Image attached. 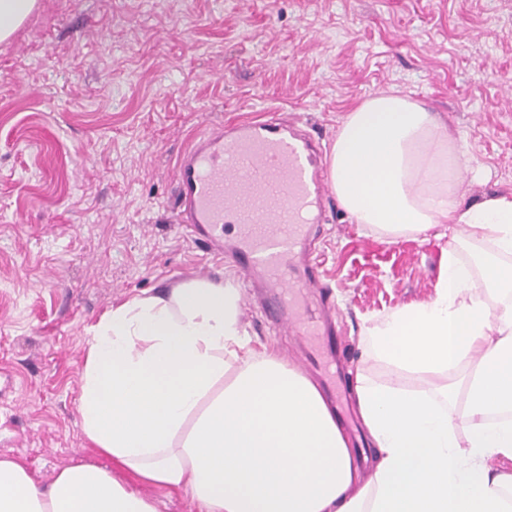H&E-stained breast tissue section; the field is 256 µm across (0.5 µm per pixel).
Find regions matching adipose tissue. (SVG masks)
<instances>
[{
    "mask_svg": "<svg viewBox=\"0 0 512 512\" xmlns=\"http://www.w3.org/2000/svg\"><path fill=\"white\" fill-rule=\"evenodd\" d=\"M469 155L436 112L394 93L346 113L331 147L333 190L357 224L391 242L447 241L435 297L361 332L389 374H355L369 478L318 384L253 347L230 279L185 281L100 317L81 374L86 439L197 512H512V192L464 203ZM413 375L431 386L404 387ZM0 512L157 509L94 463L43 486L0 458Z\"/></svg>",
    "mask_w": 512,
    "mask_h": 512,
    "instance_id": "obj_1",
    "label": "adipose tissue"
}]
</instances>
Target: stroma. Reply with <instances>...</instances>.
Instances as JSON below:
<instances>
[{"label": "stroma", "mask_w": 512, "mask_h": 512, "mask_svg": "<svg viewBox=\"0 0 512 512\" xmlns=\"http://www.w3.org/2000/svg\"><path fill=\"white\" fill-rule=\"evenodd\" d=\"M396 92L471 146L459 192L512 191V0H38L0 43V456L40 483L91 462L154 500H190L98 455L80 427L88 329L113 304L202 278L233 279L254 341L355 412L353 368L369 318L436 295L445 240L381 242L338 199L318 249L350 358L313 368V344L267 312L259 272H240L173 222L174 170L206 126L293 114L331 148L342 117Z\"/></svg>", "instance_id": "1"}]
</instances>
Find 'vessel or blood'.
<instances>
[{
	"label": "vessel or blood",
	"mask_w": 512,
	"mask_h": 512,
	"mask_svg": "<svg viewBox=\"0 0 512 512\" xmlns=\"http://www.w3.org/2000/svg\"><path fill=\"white\" fill-rule=\"evenodd\" d=\"M175 182V223L213 245L230 243L240 268L262 273L283 331L322 337L328 358H337L332 327L294 306L326 285L321 262L306 257L332 194L314 142L276 111L229 131L208 129L179 157Z\"/></svg>",
	"instance_id": "vessel-or-blood-1"
}]
</instances>
